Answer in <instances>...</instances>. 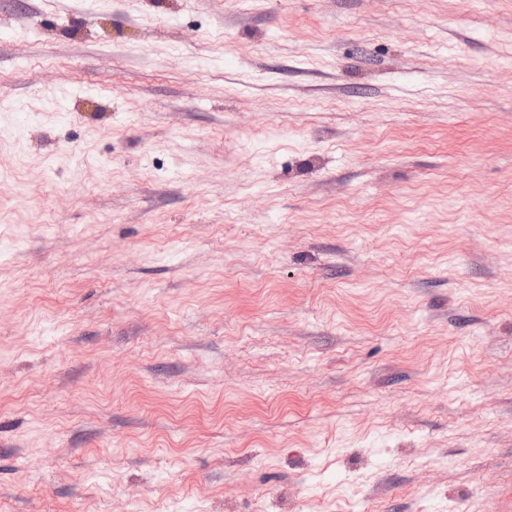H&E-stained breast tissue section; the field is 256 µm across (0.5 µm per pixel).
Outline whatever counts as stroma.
Wrapping results in <instances>:
<instances>
[{"label": "stroma", "instance_id": "1", "mask_svg": "<svg viewBox=\"0 0 512 512\" xmlns=\"http://www.w3.org/2000/svg\"><path fill=\"white\" fill-rule=\"evenodd\" d=\"M0 512H512V0H0Z\"/></svg>", "mask_w": 512, "mask_h": 512}]
</instances>
